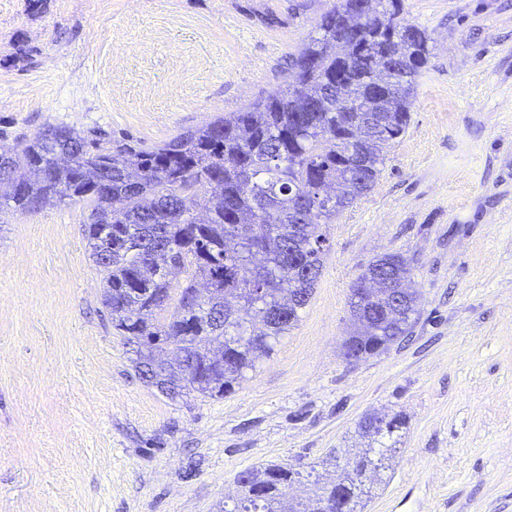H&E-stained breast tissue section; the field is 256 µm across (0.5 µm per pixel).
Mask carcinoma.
<instances>
[{"label": "carcinoma", "mask_w": 512, "mask_h": 512, "mask_svg": "<svg viewBox=\"0 0 512 512\" xmlns=\"http://www.w3.org/2000/svg\"><path fill=\"white\" fill-rule=\"evenodd\" d=\"M429 55L426 32L398 18L394 0H336L292 58L296 89L187 130L134 161L49 124L0 159V214L86 202L84 234L103 274V304L133 346L140 379L171 399L193 392L222 398L297 325L322 271V225L372 189L386 148L406 131ZM383 73L387 89L372 92ZM63 151L74 155L68 164L59 163ZM202 197L204 219L195 214ZM385 259L389 287L400 291L397 315L373 320L357 292L351 296L354 330L344 344L363 359L406 336L417 314L410 265L400 253L375 262ZM177 272L184 279L174 288ZM199 277L210 296L196 312ZM246 315L256 346L238 339ZM169 339L181 343L175 364L160 357ZM403 426L399 415L382 429L359 425L370 444L333 483L347 512L394 451L374 459L373 443ZM303 478L282 464L243 470L241 497L220 512H326L324 486L288 498V487Z\"/></svg>", "instance_id": "carcinoma-1"}]
</instances>
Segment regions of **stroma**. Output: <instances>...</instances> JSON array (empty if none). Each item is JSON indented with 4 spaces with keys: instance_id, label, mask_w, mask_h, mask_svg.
<instances>
[{
    "instance_id": "1",
    "label": "stroma",
    "mask_w": 512,
    "mask_h": 512,
    "mask_svg": "<svg viewBox=\"0 0 512 512\" xmlns=\"http://www.w3.org/2000/svg\"><path fill=\"white\" fill-rule=\"evenodd\" d=\"M334 0H0V151L63 124L139 153L294 86ZM430 38L403 137L326 225L298 325L224 398L143 383L85 202L0 216V512H219L236 475L331 481L405 420L361 512H512V0H400ZM403 254L411 333L351 364V289Z\"/></svg>"
}]
</instances>
